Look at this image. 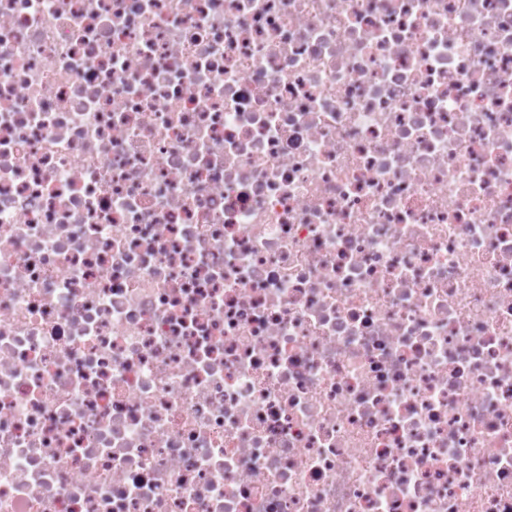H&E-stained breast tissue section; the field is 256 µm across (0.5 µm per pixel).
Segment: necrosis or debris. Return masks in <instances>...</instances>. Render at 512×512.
Masks as SVG:
<instances>
[{
  "label": "necrosis or debris",
  "mask_w": 512,
  "mask_h": 512,
  "mask_svg": "<svg viewBox=\"0 0 512 512\" xmlns=\"http://www.w3.org/2000/svg\"><path fill=\"white\" fill-rule=\"evenodd\" d=\"M0 512H512V0H0Z\"/></svg>",
  "instance_id": "obj_1"
}]
</instances>
